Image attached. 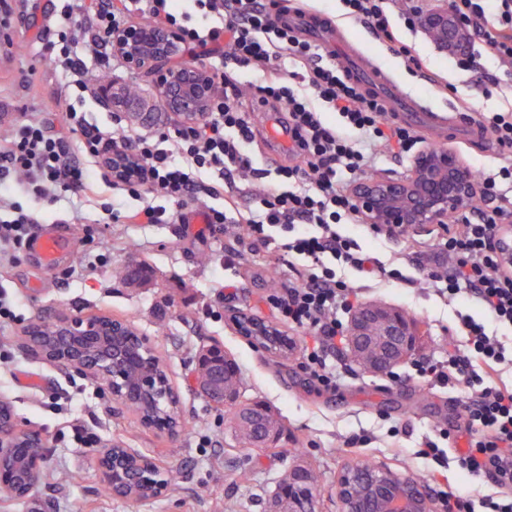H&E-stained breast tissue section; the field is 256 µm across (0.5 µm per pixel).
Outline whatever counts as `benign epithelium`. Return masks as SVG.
<instances>
[{"label": "benign epithelium", "instance_id": "obj_1", "mask_svg": "<svg viewBox=\"0 0 512 512\" xmlns=\"http://www.w3.org/2000/svg\"><path fill=\"white\" fill-rule=\"evenodd\" d=\"M424 28L440 34L439 43L453 53L468 49L465 29L448 10L436 7L423 20ZM33 30L35 16L18 10L16 0H0V41L16 28ZM115 49L129 69L153 80L165 113L184 122L208 111L216 92L213 75L185 60L181 34L172 28L134 24L113 39ZM112 179H135L140 170L123 149L103 150ZM477 192L468 165L461 155L447 149L421 148L409 173L399 178H369L354 185L352 199L365 224L421 232L448 223V213L468 207ZM503 262L512 266V226L498 240ZM238 331L253 346L276 356L288 351V337L261 318L231 314ZM58 333L51 340L38 339L27 330L23 346L35 358L62 369L75 370L105 383L112 400L125 409L140 407L147 414L140 421L175 436L182 425L180 396L158 358L149 337L126 320L109 316L55 317ZM416 347L410 319L394 308L371 302L352 314L346 348L352 360L367 354L370 371L388 374ZM199 373L193 385L208 401L233 411L236 393L229 369L231 360L218 343L197 353ZM48 442L36 429L17 428L11 405L0 401V501L33 503L31 512H47L34 504L35 476L46 459ZM98 466L112 495L143 501L165 488L161 470L129 448H118L98 458ZM342 512H430L424 485L413 476H401L384 466L369 471L348 469L336 487ZM315 496L291 472L277 489L270 512H314Z\"/></svg>", "mask_w": 512, "mask_h": 512}]
</instances>
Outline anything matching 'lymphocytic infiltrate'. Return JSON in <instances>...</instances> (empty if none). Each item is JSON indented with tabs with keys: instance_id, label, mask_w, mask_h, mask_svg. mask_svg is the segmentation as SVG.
<instances>
[{
	"instance_id": "f902f5d3",
	"label": "lymphocytic infiltrate",
	"mask_w": 512,
	"mask_h": 512,
	"mask_svg": "<svg viewBox=\"0 0 512 512\" xmlns=\"http://www.w3.org/2000/svg\"><path fill=\"white\" fill-rule=\"evenodd\" d=\"M57 39L50 55L78 93L88 90V66L77 51L75 33L91 34L94 59L108 72L114 55L113 36L131 20L177 28L184 42L203 49L218 82L205 116L160 132L124 134L120 147L141 167L139 178L123 181L126 193L142 199L135 211L118 215L105 210V224H172L189 203L203 202L206 224L216 229L243 228L250 247L278 252L302 263V281L281 286L267 301L288 329L316 339L306 351V365L320 387L337 389L340 379L328 356L344 333L356 290L337 274L351 268L383 280L403 281L397 266L366 253L358 241L340 232L357 213L351 188L370 166L363 140H371L397 156H412L421 138L407 125L388 117L382 104L368 97L335 58L315 43L298 37L277 14L281 0H193L201 25L189 24L179 0H59ZM351 18L361 22L400 57L411 72L423 69L421 58L405 44L390 22L388 0H341ZM448 8L472 29L486 52L512 63V0H448ZM260 75L248 85L243 77ZM250 87L253 108L241 103ZM66 132L51 135L37 123L19 124L0 141V176L22 173L29 190L48 203L68 194L93 191L96 182L83 161L97 159L106 142L90 122L77 96H65ZM280 113L287 132L289 165L258 168L245 147L256 137L254 108ZM335 121H327L326 113ZM496 142L504 161L477 178L491 209L461 216L460 229L443 226L431 244L441 262L425 273L442 297L464 294L488 314L487 321L459 316L466 332L464 348H449L436 360L418 359L412 378L467 389L460 398L465 421L464 445L445 450L432 439L422 442V455L448 460L491 491L466 496L449 491L436 503L437 512H512V346L493 333V326L512 325V267L502 264L497 239L504 218L512 216V113L492 112L480 121ZM234 172L270 178L277 187L256 195L253 207L239 209L224 179Z\"/></svg>"
}]
</instances>
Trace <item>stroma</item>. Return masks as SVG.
Here are the masks:
<instances>
[{
    "label": "stroma",
    "instance_id": "35a3bbf8",
    "mask_svg": "<svg viewBox=\"0 0 512 512\" xmlns=\"http://www.w3.org/2000/svg\"><path fill=\"white\" fill-rule=\"evenodd\" d=\"M56 3L19 0L20 10L34 15L38 25L15 33L13 46L0 52V140L23 120L44 124L53 133L65 131L57 98L67 79L51 62L49 50ZM310 9L338 24L365 56L394 73L432 108L465 104L469 116L477 119L512 107L508 69L490 56L482 57L480 72H467L457 56L437 49L423 28L404 31L405 42L424 59L429 72L450 84V91L442 93L427 78L409 73L361 23L343 15L339 0H311ZM278 119L274 112L255 115L258 135L248 152L259 167L274 168L286 152L270 139ZM0 198L18 202L37 227L53 228L67 240L55 266L43 265L27 250L0 266V295L16 314L15 321L0 322V400L12 406L19 428L40 430L48 441L46 475L35 494L52 502V512H266L280 480L296 465L322 474L316 512H340L336 484L344 470L361 459L425 478L427 491L435 494L489 491V484L419 455L422 438L442 429H463L464 423L453 393L408 380L410 362L387 376L361 372L343 348L344 337H337L330 361L343 384L327 391L304 366V351L315 343L311 335L295 333V352L286 358L272 357L238 335L231 310L275 319L266 301L268 272H276L283 284L297 277L287 261L262 249L241 247L238 229L219 233L182 221L103 224L99 218L104 208L123 212L136 207V200L108 190L79 197L73 204L51 205L32 195L19 174L0 180ZM343 230L380 259L406 257V282L371 280L354 271L347 278L359 302L393 305L419 323L414 358L436 359L448 347L463 344L458 314L478 319L484 310L466 296L449 300L437 294L421 271L422 265L434 263L432 252L409 256L404 239L386 238L354 224ZM232 249L240 256L225 264L224 255ZM202 253L209 257L203 264L198 261ZM141 263L152 268L151 279L143 284L128 281V268ZM62 313L124 317L149 336L179 390L186 430L171 437L146 428L137 416L113 403L102 382L32 357L23 347L27 328ZM214 342L240 367L241 403L260 400L279 413L283 429L273 447L237 439L225 410L215 409L190 388L194 352ZM360 433L370 436V444L347 446V439ZM79 435L98 439V447H76ZM118 442L163 469L179 470V479L159 496L141 502L103 494L97 459L102 449ZM60 471L80 473L82 479L59 486L52 475Z\"/></svg>",
    "mask_w": 512,
    "mask_h": 512
}]
</instances>
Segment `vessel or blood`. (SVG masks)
I'll use <instances>...</instances> for the list:
<instances>
[{"instance_id":"1","label":"vessel or blood","mask_w":512,"mask_h":512,"mask_svg":"<svg viewBox=\"0 0 512 512\" xmlns=\"http://www.w3.org/2000/svg\"><path fill=\"white\" fill-rule=\"evenodd\" d=\"M300 37L319 41L330 52H341L347 58L348 70L365 93L376 96L386 111L398 119L428 133L440 145L446 144L456 127L452 113L436 112L405 91L393 76L364 57L336 25L316 20L308 11L289 12L283 17Z\"/></svg>"}]
</instances>
